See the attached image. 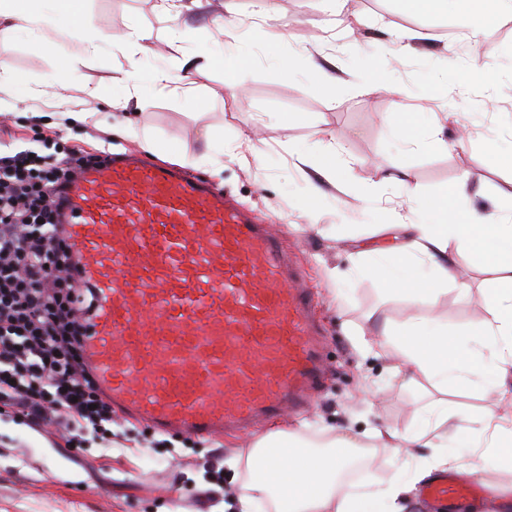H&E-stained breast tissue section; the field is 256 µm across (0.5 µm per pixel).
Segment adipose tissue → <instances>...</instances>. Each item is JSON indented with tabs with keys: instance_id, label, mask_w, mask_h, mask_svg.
<instances>
[{
	"instance_id": "adipose-tissue-1",
	"label": "adipose tissue",
	"mask_w": 512,
	"mask_h": 512,
	"mask_svg": "<svg viewBox=\"0 0 512 512\" xmlns=\"http://www.w3.org/2000/svg\"><path fill=\"white\" fill-rule=\"evenodd\" d=\"M83 4L84 0H0V36H58L57 16L81 18ZM468 183V178H461L452 192L435 200L438 221L427 223L412 214L404 227L405 239L370 251V262L363 268L364 273L382 275L391 290L416 291L420 304L427 307L421 320L384 329L383 334L397 347L398 372L411 381H429L441 391L477 382L488 360L495 363L499 380L512 378V220L497 221L468 208ZM458 252L466 254L472 266L493 272L483 283L487 316L470 329L474 341L470 349L451 337L434 313L443 284H452L461 293L471 288L458 270L454 258ZM420 258L430 264L435 279L418 289L410 269ZM456 418L447 406L432 410L407 438L410 447L432 449V456L417 457L413 467L380 480L364 500L339 480L351 452L362 448L355 438L325 433L312 444L297 433L267 434L245 454L229 460L230 467L245 468L249 475L238 497V512H255L265 499L271 500L275 512H405L412 488L448 466V459L434 450L441 447ZM471 421L487 449L470 455L468 474L482 480L495 471L512 472V428L505 427L492 408L472 415Z\"/></svg>"
}]
</instances>
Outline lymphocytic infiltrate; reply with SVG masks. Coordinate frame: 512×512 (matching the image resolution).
<instances>
[{
    "instance_id": "1",
    "label": "lymphocytic infiltrate",
    "mask_w": 512,
    "mask_h": 512,
    "mask_svg": "<svg viewBox=\"0 0 512 512\" xmlns=\"http://www.w3.org/2000/svg\"><path fill=\"white\" fill-rule=\"evenodd\" d=\"M91 157L16 151L0 155V401L32 424L105 435L112 405L82 365L81 317L91 286L67 274L51 188Z\"/></svg>"
}]
</instances>
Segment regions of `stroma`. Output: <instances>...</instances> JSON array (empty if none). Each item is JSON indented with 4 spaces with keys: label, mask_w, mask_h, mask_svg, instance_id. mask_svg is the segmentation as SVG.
I'll return each instance as SVG.
<instances>
[{
    "label": "stroma",
    "mask_w": 512,
    "mask_h": 512,
    "mask_svg": "<svg viewBox=\"0 0 512 512\" xmlns=\"http://www.w3.org/2000/svg\"><path fill=\"white\" fill-rule=\"evenodd\" d=\"M158 0H86V28L120 36L136 25L153 38L142 57L179 73L187 56L197 66L192 100L154 92L141 83L147 106H112L117 80L129 68L127 57L105 44L76 65L67 59L73 40L45 42L21 37L0 42V63L24 86L41 90L23 114L0 115V142L29 147L59 136L60 147L93 152L111 145L150 164L181 167L230 194L258 223L274 226L311 288L323 332L325 376L307 406L271 423V430L294 431L307 422L310 433L326 428L361 435L380 426L398 434L412 432L425 407L442 398L421 392L393 374L392 348L363 347L354 331L375 334L425 316L413 294L395 293L378 277L359 274L360 252L389 243L390 212H408L403 188L391 182L399 169L424 200L453 189L472 173L468 204L505 221L512 218V165L501 155L512 146V17L497 16L480 40L466 38L457 16L445 19L408 15L401 0H349L340 15L323 0H276V18H251L252 0H238L244 21L229 34L212 25L224 0H202L180 16L162 14ZM195 27L197 39L171 42L173 31ZM416 32L410 52H399L394 32ZM240 42L247 57L235 73L199 56L202 42ZM291 62L285 76L279 61ZM333 78L324 93L308 63ZM382 74L371 84L370 66ZM67 85L72 96L92 90L101 112L110 114L113 132L96 122L69 124L47 88L50 80ZM414 115L419 129L440 127L444 152L418 148L395 138L388 126L396 106ZM132 121L139 134L128 137L119 126ZM223 131L239 140L235 158L215 170L207 155L206 131ZM340 137L352 162L344 177L317 174L319 157L306 148L316 139ZM321 199L315 214L303 201L312 187ZM336 268L329 280L326 271ZM472 288L462 295L441 294L436 313L449 333L462 334L484 320L481 288L489 273L468 269ZM496 377L486 364L484 381L449 391L448 405L468 414L492 405L512 422V400L486 392ZM250 431L235 438L188 440L153 432L113 417L112 439L87 440L73 450L50 424L27 425L0 404V512H223L248 479L232 470L228 457L244 452L257 438Z\"/></svg>",
    "instance_id": "obj_1"
}]
</instances>
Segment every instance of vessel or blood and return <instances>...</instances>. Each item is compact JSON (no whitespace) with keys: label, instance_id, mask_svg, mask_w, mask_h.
I'll use <instances>...</instances> for the list:
<instances>
[{"label":"vessel or blood","instance_id":"b4317fda","mask_svg":"<svg viewBox=\"0 0 512 512\" xmlns=\"http://www.w3.org/2000/svg\"><path fill=\"white\" fill-rule=\"evenodd\" d=\"M95 290L84 356L113 409L191 437L301 408L323 374L312 299L271 226L177 169L105 155L57 196ZM453 501L449 475L426 487Z\"/></svg>","mask_w":512,"mask_h":512}]
</instances>
